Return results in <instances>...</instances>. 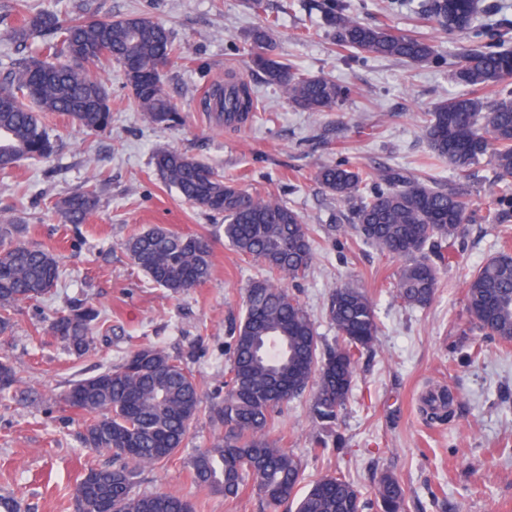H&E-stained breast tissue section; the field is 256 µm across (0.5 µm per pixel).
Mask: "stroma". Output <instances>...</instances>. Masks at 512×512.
Here are the masks:
<instances>
[{
    "mask_svg": "<svg viewBox=\"0 0 512 512\" xmlns=\"http://www.w3.org/2000/svg\"><path fill=\"white\" fill-rule=\"evenodd\" d=\"M349 2L360 21L384 22L432 43L436 61L413 66L337 54L319 27L315 0H262L258 10L246 0H27L31 10L63 18L149 14L170 28L184 53L164 76L181 116L178 125L148 123L130 106L131 92L118 67L105 60L95 72L112 101L111 127L87 132L66 115H48L54 154L0 172V243L49 249L64 270L49 295L19 304L10 327L0 333V357L10 360L17 378L0 397V496L13 497L18 512H76L81 477L113 461L111 454L83 446L90 417L61 399L72 381L152 345L192 371L207 404L224 395L231 329L241 319L249 283L263 267L225 243L223 216L184 201L160 179L153 157L167 148L224 172L249 191H272L313 227V263L287 288L322 344H333L336 336L328 316L333 289L356 287L374 302L378 343L359 356L336 423L346 439L344 451L314 447L320 426L305 396L286 407L285 427L271 431L302 461L305 481L345 475L369 502L368 512H378L374 483L388 471L405 490L406 512H512V344L470 330L465 297L472 274L496 255L501 241L512 240V216L488 209L489 167L476 166L465 189L471 220L464 235L449 243L436 297L425 309L394 298L402 259L384 256L349 233L352 206L333 199L315 178L323 163L368 172L381 166L423 168L431 185L447 187L453 175L447 164L432 159L421 119L458 92L454 62L473 40L434 30L419 14L422 0ZM273 16L279 19L273 32L278 52L299 69L348 87L338 108L296 110L253 70L250 35ZM230 73L251 85L258 102L253 118L233 128L225 127L220 113L201 107L209 85ZM90 184L97 187L99 207L89 222H58L51 200ZM154 225L212 239L213 266L205 283L173 296L133 265L123 242ZM77 299L92 302L107 321L80 356L47 332L52 319ZM443 388L457 397L447 423L421 411L423 398ZM223 435L215 415L202 413L175 456L140 471L133 494L173 492L199 512H287L249 489L228 499L195 485L190 459Z\"/></svg>",
    "mask_w": 512,
    "mask_h": 512,
    "instance_id": "1",
    "label": "stroma"
}]
</instances>
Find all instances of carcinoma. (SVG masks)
<instances>
[{
	"instance_id": "carcinoma-1",
	"label": "carcinoma",
	"mask_w": 512,
	"mask_h": 512,
	"mask_svg": "<svg viewBox=\"0 0 512 512\" xmlns=\"http://www.w3.org/2000/svg\"><path fill=\"white\" fill-rule=\"evenodd\" d=\"M479 0H425L422 15L440 29L463 33L472 28ZM323 28L337 49H355L375 58L411 64L433 60V46L423 38L386 25L365 24L348 14L344 0H318ZM12 39L41 44L40 52L0 74V170L26 159L50 157L55 145L41 119L45 112L69 115L80 127L103 131L112 109L103 84L89 65L109 59L120 66L133 104L156 126L180 120L164 90V74L151 83L142 74L161 59L183 54L172 32L147 15L95 19L75 16L62 21L54 12H31L15 0ZM277 18L253 30L252 66L287 94L297 109L324 112L338 106L348 88L335 80L302 72L284 56L271 54ZM454 78L464 91L437 102L427 113L424 137L432 158L448 164L456 183L433 187L410 170L383 167L372 174L360 168L324 164L316 178L326 192L355 207L351 231L381 253L405 260L394 285L405 305L424 309L434 300L440 279L437 262L446 244L459 238L470 221L460 193L461 180L486 161L494 171L491 205L498 211L512 201V91L488 103L478 91L512 79V51L478 45L463 49ZM205 105L224 113L233 127L254 110L253 91L242 78L227 75L211 86ZM165 183L192 205L224 215V240L239 254L260 261L267 275L253 281L243 300L244 314L231 344L229 380L214 411L224 425V440L191 461L195 484L236 498L243 476L252 491L273 505L296 501L295 512H363L365 502L345 476L326 474L299 491L301 461L270 437L276 413L309 393L312 418L330 428L339 418L355 379L356 355L370 351L378 335L372 300L359 288L335 289L329 317L336 328L332 346L322 347L307 313L282 284L310 268L312 232L295 210L271 194L249 193L233 179L177 149L155 155ZM380 184L364 195L367 178ZM97 208L94 189L58 198L52 212L66 224H84ZM132 263L172 295L205 282L211 275L208 241L154 225L129 238ZM61 276L51 251L24 244L0 249V332L21 302L47 295ZM471 327L512 343V250L504 245L469 280L466 290ZM105 320L93 305L77 301L51 324L76 355ZM93 415L84 442L112 452L116 462L90 469L79 485L77 512H195L181 495L156 492L133 496L138 471L173 456L192 422L202 412L203 392L181 360L154 346L130 353L117 367L78 379L65 393ZM381 512H404L405 495L391 474L375 487Z\"/></svg>"
}]
</instances>
